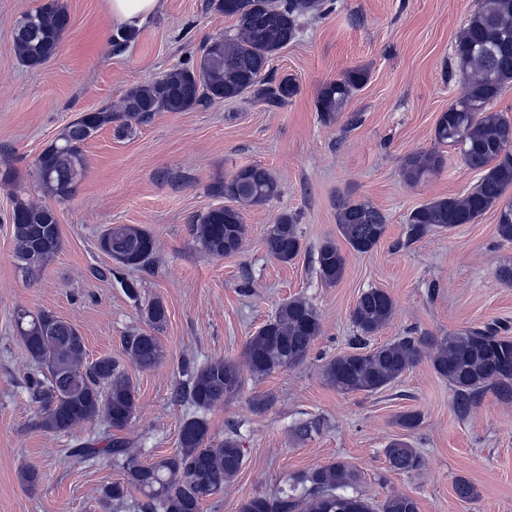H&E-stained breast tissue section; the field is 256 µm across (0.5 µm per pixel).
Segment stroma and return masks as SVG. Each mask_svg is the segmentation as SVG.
<instances>
[{
    "label": "stroma",
    "mask_w": 512,
    "mask_h": 512,
    "mask_svg": "<svg viewBox=\"0 0 512 512\" xmlns=\"http://www.w3.org/2000/svg\"><path fill=\"white\" fill-rule=\"evenodd\" d=\"M41 2L0 0V512H103L99 489L123 478L107 460L82 468L67 459L68 449L101 437V421L66 434L40 428L25 389L34 364L16 332L17 308L50 311L75 325L88 361L119 358L137 389L138 411L117 436L149 462L179 448L189 414L173 399L182 362H242L248 337L295 296L312 301L323 333L302 364L246 379L237 399L207 412L214 439L236 426L246 462L203 512H238L244 498L274 492L292 476L338 459L361 471L360 492L378 502L398 492L416 498L420 512H512V400L489 390L458 414L452 389L426 359L374 395L340 393L321 376L325 360L348 350L350 311L371 287L396 302L393 321L371 339L375 346L494 320L512 328V285L497 276L512 266V243L499 240L494 211L403 243L414 208L465 194L478 180L448 146L428 181L412 186L401 174L408 155L433 149L438 115L464 91L462 75L449 73L448 65L477 0H336L333 11L305 19L297 39L271 62L276 74L299 84L286 104L213 101L155 113L125 136L105 127L87 143V173L63 201L39 189V154L80 113L118 107L132 88L192 62L206 40L231 32L234 22L208 10L207 0H164L160 14L122 33L105 0H64L70 28L56 56L31 69L13 53L12 35L19 16ZM354 66L369 71L345 108L358 114V123L323 125L315 109L321 86ZM246 165L269 169L280 193L244 210L249 232L238 253L210 256L195 245L189 220L217 204L211 187L219 178ZM18 196L53 206L63 239L33 283L14 259L8 215ZM346 198L371 202L387 228L380 246L351 255L342 280L329 286L312 255L336 237L337 206ZM286 211L297 214L304 245L289 264L269 257L261 244L268 224ZM112 224L142 225L159 244L151 271L128 273L139 300L92 273L109 262L97 238ZM154 298L167 308V323L156 333L164 358L144 370L124 354L123 340L146 330L138 305ZM263 396L270 405L253 413L251 400ZM409 410L422 415L410 440L424 466L402 474L390 470L384 450L403 433L396 416ZM302 424L308 435L298 433ZM28 465L41 476L33 490L19 479ZM461 478L475 487V499L457 495Z\"/></svg>",
    "instance_id": "obj_1"
}]
</instances>
